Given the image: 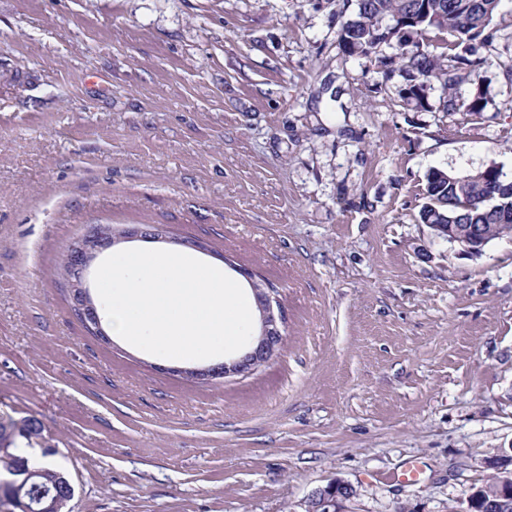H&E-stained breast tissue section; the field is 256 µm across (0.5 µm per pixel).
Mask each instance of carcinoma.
Here are the masks:
<instances>
[{
  "label": "carcinoma",
  "instance_id": "carcinoma-1",
  "mask_svg": "<svg viewBox=\"0 0 512 512\" xmlns=\"http://www.w3.org/2000/svg\"><path fill=\"white\" fill-rule=\"evenodd\" d=\"M500 0H426L427 17L418 26L415 40L405 47L399 71L413 84L406 99L418 108L425 103L424 84L439 83L447 90L443 109L447 112H479V100L459 99L455 86L464 78L479 75L490 57L477 55L475 44H492L488 29ZM419 0H356L355 16L342 29L341 42L351 55H381L385 40L394 35L389 23L406 16ZM503 179L493 180L481 169L463 183L448 182V172L436 169L426 175L425 203L420 210L424 224H483L486 236L496 239L512 234V194L498 195ZM20 422L27 437L13 440L0 455V512H42L54 499L69 492L70 481L54 467L34 465L26 452L41 436V423L35 418L0 419V430Z\"/></svg>",
  "mask_w": 512,
  "mask_h": 512
}]
</instances>
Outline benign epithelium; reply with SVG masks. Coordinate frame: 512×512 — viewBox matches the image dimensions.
<instances>
[{
  "label": "benign epithelium",
  "instance_id": "benign-epithelium-1",
  "mask_svg": "<svg viewBox=\"0 0 512 512\" xmlns=\"http://www.w3.org/2000/svg\"><path fill=\"white\" fill-rule=\"evenodd\" d=\"M434 235L449 242L457 243L470 254H479L487 244L488 239L481 224H432ZM133 240L163 241L192 247L203 251L205 247L198 241L181 240L165 225H152L146 228L125 226L116 229L107 226L104 231L91 230L86 235L76 239L68 251L77 255L79 263L65 268V275L70 291V297L80 311L83 324L92 335L101 341L110 342L109 336L102 327L91 296L87 293L83 280L87 270L97 257L105 250L120 243ZM233 269L245 278L252 286L255 307L259 317V330L253 337V342L244 354L228 359L221 364L208 368L182 369L172 367L166 372L172 375H187L200 382H209L219 378H229L248 374L259 366L270 361L280 350L283 342L281 325L282 314L273 302V295L254 281L253 270L242 265ZM496 487L487 485L469 492L467 502H472L476 494H482L481 512H503L508 507V496H512V454L501 458L496 466ZM356 495L355 488L346 482H334L317 490L307 502L305 512H345V502Z\"/></svg>",
  "mask_w": 512,
  "mask_h": 512
}]
</instances>
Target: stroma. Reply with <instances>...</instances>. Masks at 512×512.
<instances>
[{
    "mask_svg": "<svg viewBox=\"0 0 512 512\" xmlns=\"http://www.w3.org/2000/svg\"><path fill=\"white\" fill-rule=\"evenodd\" d=\"M353 0H0V418L33 417L65 512H465L512 449V235L419 217L430 169L512 181V0L490 62L426 104L344 51ZM164 224L252 268L279 354L198 383L75 314L92 225ZM356 495L355 488L346 482H334L317 490L307 502L305 512H344L345 502Z\"/></svg>",
    "mask_w": 512,
    "mask_h": 512,
    "instance_id": "35a3bbf8",
    "label": "stroma"
}]
</instances>
